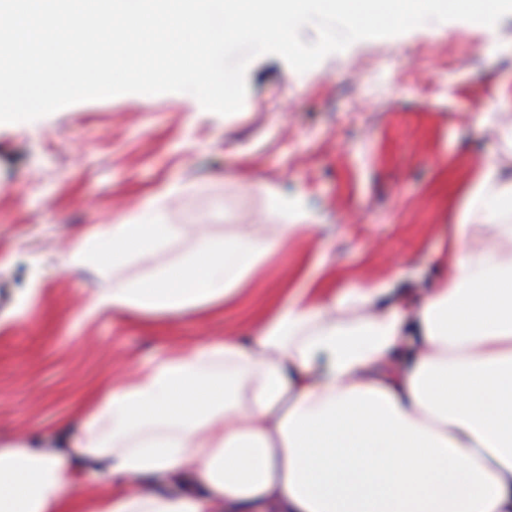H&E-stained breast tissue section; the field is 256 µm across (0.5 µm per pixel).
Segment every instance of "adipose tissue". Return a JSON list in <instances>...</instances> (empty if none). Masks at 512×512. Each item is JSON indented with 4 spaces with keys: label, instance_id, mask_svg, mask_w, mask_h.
<instances>
[{
    "label": "adipose tissue",
    "instance_id": "obj_1",
    "mask_svg": "<svg viewBox=\"0 0 512 512\" xmlns=\"http://www.w3.org/2000/svg\"><path fill=\"white\" fill-rule=\"evenodd\" d=\"M272 234L201 233L165 269L95 289L82 316L203 312L305 232L279 201ZM177 233L150 205L100 225L63 258L106 276ZM405 309L364 280L277 306L249 343L181 349L100 391L73 457L0 441V512H512V176L487 159ZM414 337L410 366L391 361ZM111 478L78 498L72 461Z\"/></svg>",
    "mask_w": 512,
    "mask_h": 512
}]
</instances>
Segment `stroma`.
<instances>
[{"label":"stroma","mask_w":512,"mask_h":512,"mask_svg":"<svg viewBox=\"0 0 512 512\" xmlns=\"http://www.w3.org/2000/svg\"><path fill=\"white\" fill-rule=\"evenodd\" d=\"M465 29L431 21L359 40L303 73L256 57L227 116L188 93L123 94L0 123V437L77 428L81 402L113 373L252 329L306 274L336 292L374 274L393 298L422 297L484 161L512 166L499 133L512 125V17ZM278 198L299 202L310 234L236 303L78 317L103 282L60 258L116 212L153 199L180 229L110 273L133 280L176 262L199 231L281 223Z\"/></svg>","instance_id":"obj_1"}]
</instances>
